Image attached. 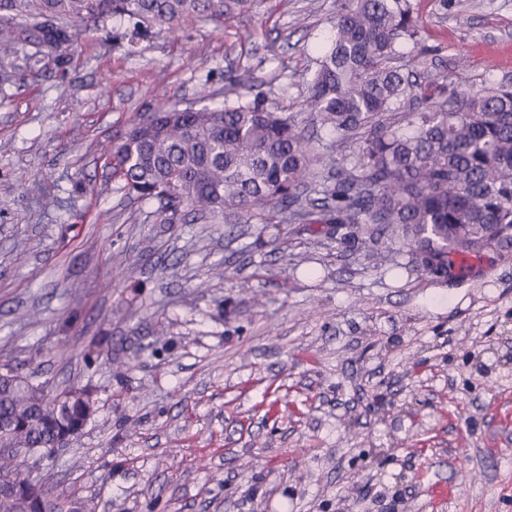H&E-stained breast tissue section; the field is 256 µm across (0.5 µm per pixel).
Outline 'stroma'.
Wrapping results in <instances>:
<instances>
[{"mask_svg": "<svg viewBox=\"0 0 512 512\" xmlns=\"http://www.w3.org/2000/svg\"><path fill=\"white\" fill-rule=\"evenodd\" d=\"M418 77L512 81V0H412ZM335 0L0 51V365L97 412L39 477L95 512H512V252L449 281L323 224L162 221L106 148L228 77L304 111Z\"/></svg>", "mask_w": 512, "mask_h": 512, "instance_id": "stroma-1", "label": "stroma"}]
</instances>
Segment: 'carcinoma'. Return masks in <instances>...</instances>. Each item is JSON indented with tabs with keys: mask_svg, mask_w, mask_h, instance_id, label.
<instances>
[{
	"mask_svg": "<svg viewBox=\"0 0 512 512\" xmlns=\"http://www.w3.org/2000/svg\"><path fill=\"white\" fill-rule=\"evenodd\" d=\"M254 0H0V48L24 41L58 50L111 19L125 34L174 29L188 15L228 22ZM411 0H336L327 45L307 82L305 108L350 140L317 150L296 116L267 95L236 89L224 107L161 105L109 150L112 175L139 199H156L162 220L186 213L247 224H326L343 239L387 237L408 247L426 274L453 276L458 258L512 249V83L487 81L445 99L447 77L423 81L395 65L421 44ZM97 411L93 393L50 394L0 365V448L37 454L57 437L78 438ZM0 512H40L19 493Z\"/></svg>",
	"mask_w": 512,
	"mask_h": 512,
	"instance_id": "1",
	"label": "carcinoma"
}]
</instances>
